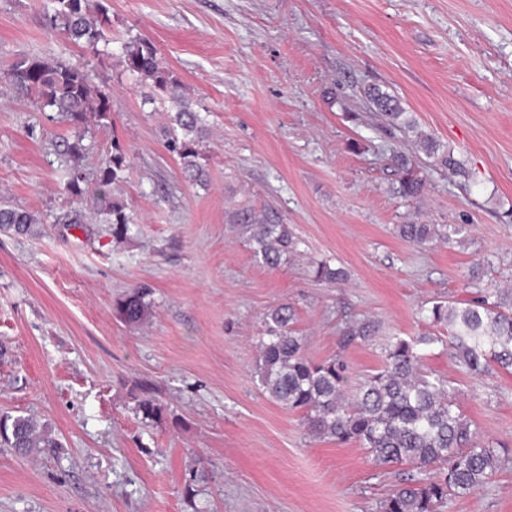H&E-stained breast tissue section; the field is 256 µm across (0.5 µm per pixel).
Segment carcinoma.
Here are the masks:
<instances>
[{"mask_svg":"<svg viewBox=\"0 0 512 512\" xmlns=\"http://www.w3.org/2000/svg\"><path fill=\"white\" fill-rule=\"evenodd\" d=\"M51 27L71 42L93 54L111 26L107 6L97 0H53ZM126 69L140 81H149L161 101L173 107L172 129L181 135L170 139L185 176L205 180L198 162L199 142L205 130L192 99L158 57L154 43L137 36L123 44ZM0 83L36 95L45 112H54L73 129L66 140L70 161L67 192L72 199L90 201L94 210L112 225V235L124 238L134 224L123 202L112 192L121 180L125 156L112 146L89 191L80 162L88 152L86 127L90 121L106 125L111 119L108 97L92 83L83 69L39 57L25 58L0 71ZM365 98L382 121L386 132H398L412 145V152L391 157L399 175L397 193L414 200L424 192L426 178L420 175L416 159L423 154L442 172L460 174L463 163L433 136L419 131L404 118L399 99L377 87L365 91ZM234 223L241 226L253 245L255 256L268 267L280 265L298 245L288 225L270 211L239 209ZM40 218L28 211L0 204V229L30 233ZM463 224L396 225V234L405 242L423 246L463 241ZM314 278L330 284L347 279V272L328 260L316 262ZM148 292L138 287L116 306L120 316L134 324L150 313ZM433 326L448 330V342L455 357L472 377L481 378L499 368L512 370V289L478 288L474 296L456 302L440 301L427 309ZM295 313L287 305L271 309L265 330L258 337L261 359L257 366L260 386L267 397L290 410L303 413L307 434L328 438L338 444L357 443L382 466L407 467L411 474L395 486L379 503V512H439L452 497H463L484 487L502 467L506 446L492 448L480 442V433L466 419L456 398L448 390V379L424 368L426 347L441 341L439 336L396 337L385 348L383 366L348 389L347 365L341 359L319 362L306 356L305 339L294 329ZM374 335L370 322L349 323L340 329L339 343L349 347ZM136 411L144 420H156L163 406L151 387L140 385ZM0 444L23 454L40 448H59L45 424L32 417H0Z\"/></svg>","mask_w":512,"mask_h":512,"instance_id":"1","label":"carcinoma"}]
</instances>
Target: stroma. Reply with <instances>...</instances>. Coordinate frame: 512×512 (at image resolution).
I'll list each match as a JSON object with an SVG mask.
<instances>
[{
  "instance_id": "obj_1",
  "label": "stroma",
  "mask_w": 512,
  "mask_h": 512,
  "mask_svg": "<svg viewBox=\"0 0 512 512\" xmlns=\"http://www.w3.org/2000/svg\"><path fill=\"white\" fill-rule=\"evenodd\" d=\"M49 3L0 0V69L40 57L102 86L111 121L89 123L83 169L95 182L122 148L114 192L138 225L115 239L68 195V125L0 84V196L41 218L28 235L0 231V414L34 416L61 442L0 447V512H377L399 469L310 437L263 393L256 341L267 312L291 306L307 356L342 357L355 383L393 338L433 334L422 308L466 298L475 260H491L485 284H512V0H108L98 55L51 29ZM140 35L205 114V183L184 176L167 113L124 65ZM370 85L465 174L421 164L423 195L399 198L389 158L409 145L370 113ZM248 205L297 237L279 267L232 224ZM408 220L467 237L417 248L395 232ZM322 259L347 280H315ZM138 285L151 314L128 324L114 305ZM364 319L374 335L341 348L340 328ZM425 367L486 444L512 441V374L469 377L439 343ZM144 381L164 406L153 422L135 410ZM443 512H512V460Z\"/></svg>"
}]
</instances>
